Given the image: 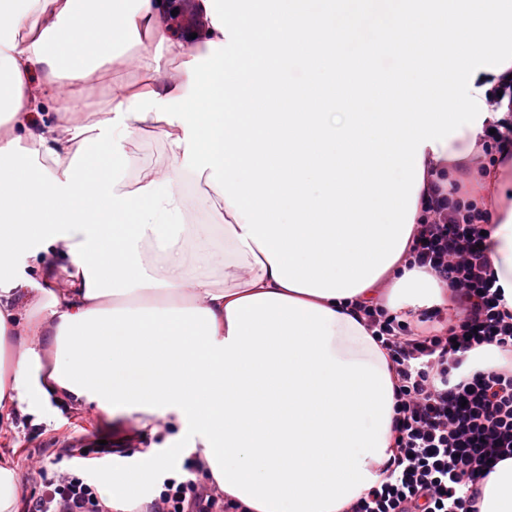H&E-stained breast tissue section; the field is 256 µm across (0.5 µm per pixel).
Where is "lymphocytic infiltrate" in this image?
<instances>
[{"label": "lymphocytic infiltrate", "instance_id": "lymphocytic-infiltrate-1", "mask_svg": "<svg viewBox=\"0 0 512 512\" xmlns=\"http://www.w3.org/2000/svg\"><path fill=\"white\" fill-rule=\"evenodd\" d=\"M427 210L431 218L417 226L410 255L447 282L461 311L421 331L364 310L396 377V453L380 485L352 512H479L480 481L512 458V366L461 372L480 347L512 351V310L489 269L481 215L464 200L458 180L435 189ZM87 457L81 441L73 440L33 470L42 492L26 503V512H112L82 472L60 465ZM197 473L192 466L180 479H164L158 498L129 512H218L222 494L199 486Z\"/></svg>", "mask_w": 512, "mask_h": 512}]
</instances>
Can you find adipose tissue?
<instances>
[{
    "mask_svg": "<svg viewBox=\"0 0 512 512\" xmlns=\"http://www.w3.org/2000/svg\"><path fill=\"white\" fill-rule=\"evenodd\" d=\"M223 40L204 0H0V148L19 140L62 177L81 144L77 128L115 117L138 93L186 94V62ZM107 64L141 79L108 105L90 104ZM36 72L52 110L35 132L28 83ZM127 125L163 136L174 166L152 178L170 180L183 206L184 151L175 145L183 125L152 112ZM481 133L467 127L443 147H424L422 184L456 178L463 164L489 185L486 245L512 309V149L486 157ZM205 202L223 213L222 229L186 225L165 250L154 232L139 241L162 287L87 297L70 252L85 239L78 233L33 256L37 286L0 291V424L19 414L41 420L54 397L153 432L165 424L176 434L166 453L143 452L147 472L190 450L237 512H350L396 452L394 376L359 308L401 317L447 303L448 286L405 250L350 297L287 289L266 257L241 244L243 221L221 192L210 188ZM479 489L481 512H512V459Z\"/></svg>",
    "mask_w": 512,
    "mask_h": 512,
    "instance_id": "obj_1",
    "label": "adipose tissue"
}]
</instances>
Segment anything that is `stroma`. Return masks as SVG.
<instances>
[{
    "label": "stroma",
    "instance_id": "35a3bbf8",
    "mask_svg": "<svg viewBox=\"0 0 512 512\" xmlns=\"http://www.w3.org/2000/svg\"><path fill=\"white\" fill-rule=\"evenodd\" d=\"M69 435L83 439L92 448L102 440L111 447L110 455L93 460L90 474L96 477L104 470L125 474L127 481L121 494L122 502H142L162 485L165 475L161 472L138 478L139 452L144 448L165 452L169 430L153 434L136 429L124 420L112 417L111 413L92 408L76 409L54 402L41 423H32L24 416L16 418L13 427L0 430V457L10 460L18 473L23 474L28 469L30 457L52 454L55 440Z\"/></svg>",
    "mask_w": 512,
    "mask_h": 512
}]
</instances>
